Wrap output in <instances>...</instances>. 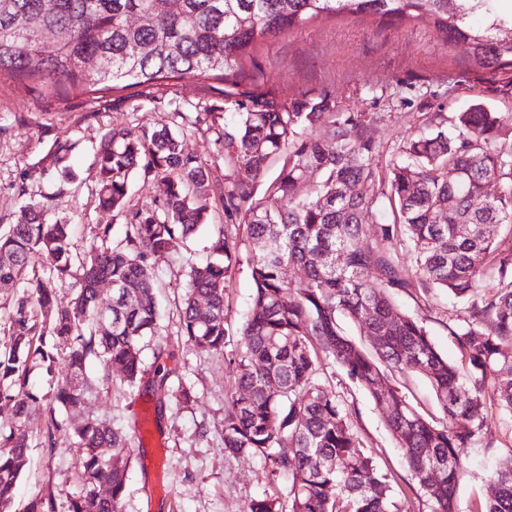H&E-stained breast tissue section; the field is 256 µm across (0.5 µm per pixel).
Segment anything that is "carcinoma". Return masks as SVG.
Masks as SVG:
<instances>
[{
	"mask_svg": "<svg viewBox=\"0 0 512 512\" xmlns=\"http://www.w3.org/2000/svg\"><path fill=\"white\" fill-rule=\"evenodd\" d=\"M506 0H0V77L48 99L75 92L143 90L185 77L223 85L224 182L185 151L168 125L112 129L97 150V206L123 217L124 237L98 226L83 249L73 225L45 220L32 201L0 226V288L22 286L0 344V402L14 423L0 427V512H10L27 462L24 429L42 430L55 450L61 437L84 448V491L67 512H122L131 462L123 432L89 415L57 420L93 391L87 364L118 366L137 385L143 341L157 332L158 305L149 261L211 226L209 254L193 263L179 309L193 346L224 353L231 343L225 281L247 259L252 293L236 339L237 378L224 408V449L271 463L288 478V512H396L387 475L351 428L349 410L316 376L320 355L337 362L375 402L389 404L387 430L430 512H456L465 472L462 450L483 443L487 400L512 414V143L497 145L512 114L481 103L451 118L426 116L418 133L391 152L369 135L373 117L345 112L328 92L290 94L260 83L258 45L323 15L368 14L433 23L445 46L463 44L473 65L494 77L512 72V4ZM488 19L468 25L471 14ZM56 32L46 49L37 35ZM59 146L52 163L61 185L79 179ZM277 173L265 178L270 163ZM141 173L157 182L149 206L129 200ZM499 186L495 194L490 185ZM354 194L346 193L349 187ZM220 195L224 223L210 224ZM454 200L448 222L441 211ZM483 200L476 207L473 202ZM471 228L460 235L456 225ZM323 259L315 262L313 254ZM498 270L482 293L483 265ZM297 278L283 277L285 267ZM72 279L61 302L54 282ZM112 282V304L98 285ZM415 291L463 303L461 359L437 350L426 314L399 309ZM112 317V329L98 326ZM352 323L367 336L349 337ZM69 345L70 374L51 400L27 390L29 365L52 369L54 349ZM417 373L435 392L439 416L427 420L399 388ZM494 496L473 512H512V471L488 473ZM110 495H100V486ZM26 512H56L37 493ZM247 512H283L278 496L252 500Z\"/></svg>",
	"mask_w": 512,
	"mask_h": 512,
	"instance_id": "cac0c4a2",
	"label": "carcinoma"
}]
</instances>
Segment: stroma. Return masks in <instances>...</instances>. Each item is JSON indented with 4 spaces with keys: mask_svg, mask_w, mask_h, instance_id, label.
<instances>
[{
    "mask_svg": "<svg viewBox=\"0 0 512 512\" xmlns=\"http://www.w3.org/2000/svg\"><path fill=\"white\" fill-rule=\"evenodd\" d=\"M262 79L287 85L289 91L328 90L348 112L374 116L369 133L391 147L417 133L427 109L423 93L437 92L447 113L462 112L482 102L496 112L512 113V74L488 80L482 70H466L464 46H442L436 32L421 20L392 25L371 16L326 17L266 41L258 50ZM209 82L185 78L129 100L118 93L73 94L63 103L46 100L36 91L0 81V224L15 222L30 201L49 200V221L76 226L78 246L93 241L98 225L122 235V221L98 208L96 188L88 172L103 135L115 127L165 123L183 130L184 148L204 160L215 176L224 174V149L216 129L194 126L203 107L220 104ZM24 123H17V116ZM74 143L73 165L82 178L58 191L49 151L55 142ZM209 239L201 232L174 244L157 257L151 272L159 286L158 336L143 351L145 372L136 388L113 371L111 383H101L103 368L94 363L88 375L95 391L86 410L74 409L64 418L75 421L84 411L107 417L113 427L134 435L137 419L146 417L163 438L162 449L137 447L131 460L123 497V512H245L248 503L277 495L286 482L273 475L264 460L233 457L224 451V403L235 385L236 365L185 343L175 308L188 278L189 264L207 254ZM225 312L230 331H237L249 306L250 280L246 264L231 270L225 282ZM439 313L427 328L440 353L459 358L455 337L461 309L444 296L434 297ZM165 364L168 383H153L156 364ZM317 377L348 405L353 431L388 476L400 512H429L385 425L386 405L371 400L348 379L333 360L321 358ZM188 398H180V391ZM492 448L464 450L467 473L457 493L458 512H472L491 493L487 474L512 469V416L490 407L484 429ZM28 466L17 487L14 508L23 512L30 499L50 489L59 512L81 490L79 464L84 450L74 440L50 450L28 430Z\"/></svg>",
    "mask_w": 512,
    "mask_h": 512,
    "instance_id": "obj_1",
    "label": "stroma"
}]
</instances>
